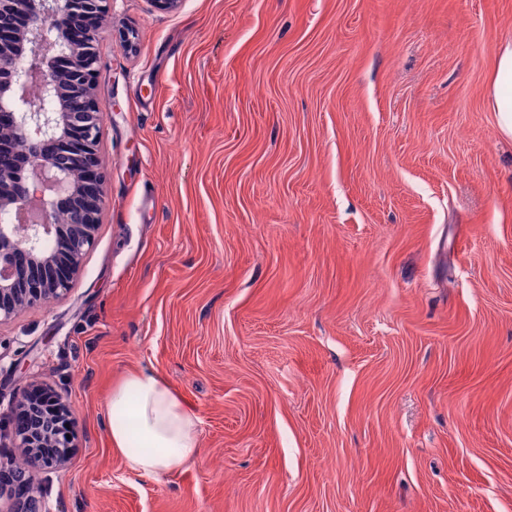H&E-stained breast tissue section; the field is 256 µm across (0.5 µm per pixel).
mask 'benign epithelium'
Segmentation results:
<instances>
[{"label":"benign epithelium","mask_w":512,"mask_h":512,"mask_svg":"<svg viewBox=\"0 0 512 512\" xmlns=\"http://www.w3.org/2000/svg\"><path fill=\"white\" fill-rule=\"evenodd\" d=\"M112 0H0V129L13 138L0 144V323L71 288L95 241L105 202L98 153L100 126L95 95L98 29L61 42L56 20L86 15L100 22ZM41 90L31 96V87ZM48 435L37 410L27 427L13 431L31 485L32 504L4 512H49L39 497L41 474L66 465L75 439L54 435L65 449L57 457L36 451Z\"/></svg>","instance_id":"obj_1"}]
</instances>
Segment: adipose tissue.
Wrapping results in <instances>:
<instances>
[{
	"instance_id": "obj_1",
	"label": "adipose tissue",
	"mask_w": 512,
	"mask_h": 512,
	"mask_svg": "<svg viewBox=\"0 0 512 512\" xmlns=\"http://www.w3.org/2000/svg\"><path fill=\"white\" fill-rule=\"evenodd\" d=\"M486 96L499 134L512 139V40L498 48ZM109 406L117 417L110 429L112 448L129 471L159 475L199 457L200 420L156 371L122 376L112 386ZM134 437L140 442L135 450L129 447Z\"/></svg>"
}]
</instances>
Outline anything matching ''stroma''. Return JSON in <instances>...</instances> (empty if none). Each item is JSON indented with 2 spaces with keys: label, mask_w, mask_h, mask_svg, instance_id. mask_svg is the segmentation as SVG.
I'll return each instance as SVG.
<instances>
[{
  "label": "stroma",
  "mask_w": 512,
  "mask_h": 512,
  "mask_svg": "<svg viewBox=\"0 0 512 512\" xmlns=\"http://www.w3.org/2000/svg\"><path fill=\"white\" fill-rule=\"evenodd\" d=\"M508 39L512 0H112L95 244L0 323V416L73 412L51 512H512ZM140 368L200 419L157 476L109 438ZM486 96L500 135L512 139V40L501 43L486 80ZM42 393L43 389H34L29 394V404L32 407L35 408H43L48 415L52 416V420L54 423L53 431L58 430H67L73 425V421L71 419L70 412L67 414L60 413L56 411L53 407L50 405H47L42 402ZM66 424H69V427H66Z\"/></svg>",
  "instance_id": "35a3bbf8"
}]
</instances>
